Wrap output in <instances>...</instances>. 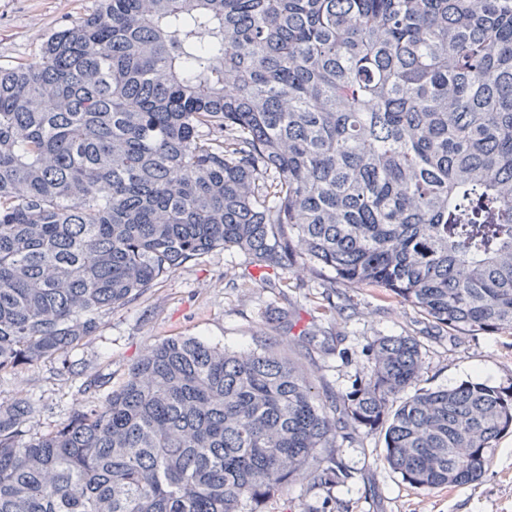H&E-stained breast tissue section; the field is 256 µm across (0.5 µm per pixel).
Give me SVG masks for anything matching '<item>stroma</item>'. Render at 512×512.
Returning a JSON list of instances; mask_svg holds the SVG:
<instances>
[{"instance_id": "obj_1", "label": "stroma", "mask_w": 512, "mask_h": 512, "mask_svg": "<svg viewBox=\"0 0 512 512\" xmlns=\"http://www.w3.org/2000/svg\"><path fill=\"white\" fill-rule=\"evenodd\" d=\"M94 6L95 0H0V65L34 60L53 29ZM248 270L247 256L237 250L184 265L138 301L103 315L95 335L69 353L72 374L61 373L59 363L39 362L0 377V406L39 404L30 427L47 431L75 407L103 399V392L86 388L87 378H105L118 388L149 348L177 336L237 353L268 345L301 367L328 406L368 368L364 351L382 336L420 341L422 387L512 382L511 332L442 330L378 289L340 288L329 273L315 275L303 265L270 273L267 286L250 280ZM312 335L336 337V350L309 344ZM336 450L351 472L347 484L326 489L300 479L267 499L261 512H512V433L499 438L480 480L432 491L413 488L388 469L381 434H356L337 441Z\"/></svg>"}]
</instances>
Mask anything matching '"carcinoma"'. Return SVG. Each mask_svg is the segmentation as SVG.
<instances>
[{
    "label": "carcinoma",
    "instance_id": "obj_1",
    "mask_svg": "<svg viewBox=\"0 0 512 512\" xmlns=\"http://www.w3.org/2000/svg\"><path fill=\"white\" fill-rule=\"evenodd\" d=\"M0 66V374L214 251L330 271L463 335L512 330V0H95ZM336 418L290 359L171 337L43 433L0 409V512H238L348 482L349 431L478 480L512 384L418 387L388 336Z\"/></svg>",
    "mask_w": 512,
    "mask_h": 512
}]
</instances>
